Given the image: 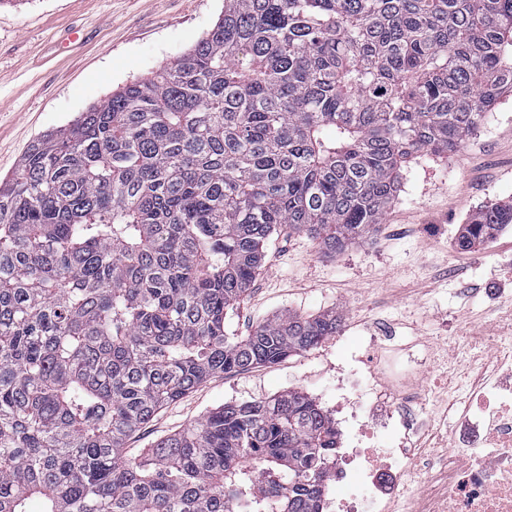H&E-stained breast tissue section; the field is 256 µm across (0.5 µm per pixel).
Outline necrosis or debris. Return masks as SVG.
I'll use <instances>...</instances> for the list:
<instances>
[{
  "instance_id": "1",
  "label": "necrosis or debris",
  "mask_w": 512,
  "mask_h": 512,
  "mask_svg": "<svg viewBox=\"0 0 512 512\" xmlns=\"http://www.w3.org/2000/svg\"><path fill=\"white\" fill-rule=\"evenodd\" d=\"M486 343V356L471 357L465 364L473 375L470 386L448 403L447 414L453 420L448 496L436 512H512V384L488 370L489 362H512V323L494 328ZM426 364V359L396 350L386 355L384 368L392 384L384 393L371 379L354 378L351 391L367 418L356 438L369 440L370 445L342 459L331 472L328 505L334 512H366L370 507L390 512L404 484L403 469L392 462L395 453L416 462L430 458V449L421 445L397 452L379 443L381 431L395 423L407 430L420 426L430 434L439 432L435 422L419 423V398L407 382L409 374Z\"/></svg>"
}]
</instances>
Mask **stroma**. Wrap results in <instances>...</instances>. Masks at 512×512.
<instances>
[{
	"label": "stroma",
	"mask_w": 512,
	"mask_h": 512,
	"mask_svg": "<svg viewBox=\"0 0 512 512\" xmlns=\"http://www.w3.org/2000/svg\"><path fill=\"white\" fill-rule=\"evenodd\" d=\"M223 12L224 0H0V177H11L40 135L188 52ZM510 198L507 95L457 152L411 163L374 236L336 254L303 233L271 236L226 330L245 336L287 311L333 312L346 330L277 364L211 377L131 435L128 456L229 403L293 389L335 409L342 399L337 364L363 354L365 336L379 323L395 344L431 356L412 383L429 405L447 407L460 382L462 348L480 353L489 333L490 305L500 304V323L512 322V228L470 251L456 241L472 213Z\"/></svg>",
	"instance_id": "1"
}]
</instances>
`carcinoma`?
<instances>
[{
  "instance_id": "obj_1",
  "label": "carcinoma",
  "mask_w": 512,
  "mask_h": 512,
  "mask_svg": "<svg viewBox=\"0 0 512 512\" xmlns=\"http://www.w3.org/2000/svg\"><path fill=\"white\" fill-rule=\"evenodd\" d=\"M512 92V0H224L192 49L41 135L0 182V512H324L338 434L308 395L227 404L124 455L214 374L336 335L229 336L278 227L338 251L403 169ZM512 225L474 212L458 246Z\"/></svg>"
}]
</instances>
